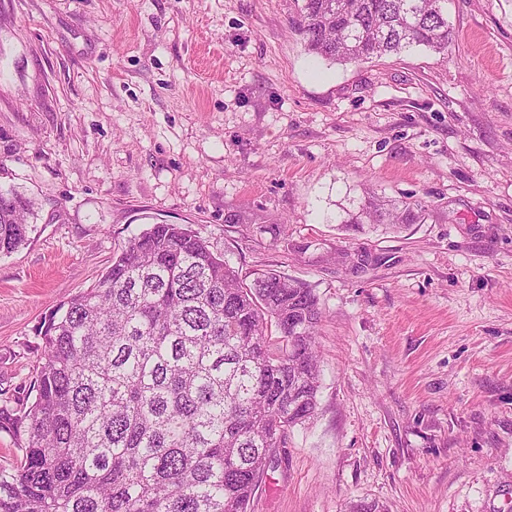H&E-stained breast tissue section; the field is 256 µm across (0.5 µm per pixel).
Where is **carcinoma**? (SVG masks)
<instances>
[{"instance_id":"obj_1","label":"carcinoma","mask_w":512,"mask_h":512,"mask_svg":"<svg viewBox=\"0 0 512 512\" xmlns=\"http://www.w3.org/2000/svg\"><path fill=\"white\" fill-rule=\"evenodd\" d=\"M441 2L303 0L297 28L331 61L443 53ZM29 207L0 189V254L35 231ZM417 207L370 199L343 228L401 229ZM320 321L304 283L275 270L247 283L190 225H151L36 328L35 375L0 404L17 450L0 465V512H248L288 431L317 410Z\"/></svg>"}]
</instances>
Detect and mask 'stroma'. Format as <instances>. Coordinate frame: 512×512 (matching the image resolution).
Returning <instances> with one entry per match:
<instances>
[{"label": "stroma", "instance_id": "obj_1", "mask_svg": "<svg viewBox=\"0 0 512 512\" xmlns=\"http://www.w3.org/2000/svg\"><path fill=\"white\" fill-rule=\"evenodd\" d=\"M301 5L0 0V188L36 227L0 255V400L49 308L188 224L322 310L318 410L248 512H512V0H448L447 52L356 64L307 52ZM369 195L420 222L342 229Z\"/></svg>", "mask_w": 512, "mask_h": 512}]
</instances>
